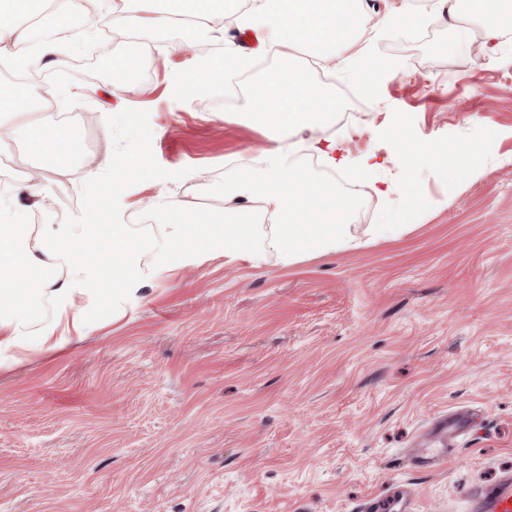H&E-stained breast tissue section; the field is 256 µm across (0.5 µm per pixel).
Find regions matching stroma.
Returning <instances> with one entry per match:
<instances>
[{
  "mask_svg": "<svg viewBox=\"0 0 512 512\" xmlns=\"http://www.w3.org/2000/svg\"><path fill=\"white\" fill-rule=\"evenodd\" d=\"M367 52L318 66L330 91H360L356 111L328 127L348 164L322 165L305 135L287 166L316 180L353 179L370 155L351 222L361 247L284 267L269 258L151 274L122 298L51 294L27 326L34 348L0 352V512H359L401 491L409 512H474L462 489L512 476V32L474 49L437 0H362ZM425 15L419 33L386 34L390 18ZM183 28L147 31L53 57L29 84L32 108L6 120L15 145L0 185L17 187L27 223L106 224L148 213L169 223L168 198L224 216V182L274 142L225 86L189 81ZM140 54L133 83L103 73L106 55ZM72 118L84 151L54 172L25 147L29 123ZM404 114L413 137L479 147L476 180L402 157L390 135ZM144 155L116 181L113 160ZM55 203L23 187L33 173ZM411 178L425 206L402 235L373 239ZM391 186L389 194L380 189ZM81 335L39 346L60 312ZM461 409L475 425L445 437ZM447 448L425 468L420 452Z\"/></svg>",
  "mask_w": 512,
  "mask_h": 512,
  "instance_id": "1",
  "label": "stroma"
}]
</instances>
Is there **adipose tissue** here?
<instances>
[{
    "label": "adipose tissue",
    "instance_id": "ef3b65f1",
    "mask_svg": "<svg viewBox=\"0 0 512 512\" xmlns=\"http://www.w3.org/2000/svg\"><path fill=\"white\" fill-rule=\"evenodd\" d=\"M439 5L447 9L450 18L464 14L478 20L490 39L512 28V0H439ZM223 12L224 0H133L124 28L162 31L191 19L196 30L223 40L224 28L215 22ZM236 17L259 45L278 50L275 70L252 82L246 91L250 120L280 143L308 134L309 147L324 166L344 167L346 160L337 153L335 137L325 133L342 102L302 75L296 52L304 49L320 60L328 54L349 53L364 32L362 0H241ZM5 39L16 47L36 43L37 51L28 60L32 66L73 49L72 44L53 38H37L35 28L19 25L1 27L0 41ZM247 64L240 47L225 43L221 53L196 57L192 77L196 83L208 84ZM392 134L398 149L422 166L441 172L448 182L462 177L474 180L480 175L465 143L416 141L401 114L394 119ZM80 138L78 127L63 118L31 125L26 148L62 168L69 164ZM402 192L403 206L380 215L372 227L373 237L400 236L413 223L422 203L411 186H404ZM224 199L260 202L271 221L220 223L173 201L169 207L176 221L165 233H155L147 225L115 221L102 235L94 224L57 229L50 224L25 223L23 215L12 210L7 192L0 191V310L10 313L9 333L0 338V350L22 348L27 343L32 304L19 300V291L54 282L57 273L63 272L69 285L55 289L54 296L60 304H67L71 286L86 288L101 279L97 259L104 253L119 268L111 291L120 297L139 288L148 271L201 265L219 251L228 263H259L272 257L288 267L307 256L341 252L359 244L349 220L352 201L341 196L334 184L312 180L301 172L284 173L277 167L246 170L225 183Z\"/></svg>",
    "mask_w": 512,
    "mask_h": 512
}]
</instances>
